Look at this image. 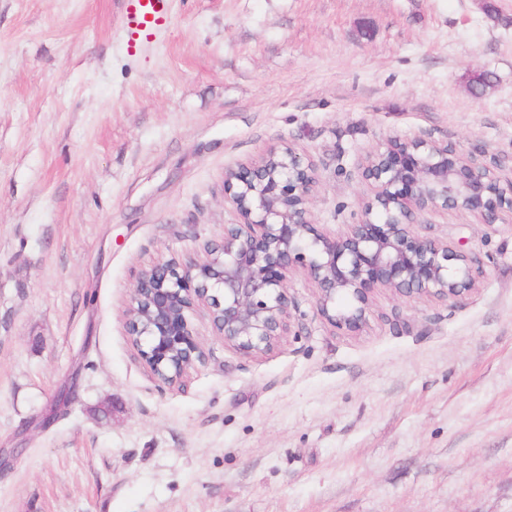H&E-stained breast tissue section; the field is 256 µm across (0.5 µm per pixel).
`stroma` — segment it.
<instances>
[{
  "mask_svg": "<svg viewBox=\"0 0 512 512\" xmlns=\"http://www.w3.org/2000/svg\"><path fill=\"white\" fill-rule=\"evenodd\" d=\"M0 0V512H512V223L422 237L480 269L458 304L374 295L346 333L295 271L302 329L162 385L125 332L140 273L239 223L227 170L292 144L312 220L359 217L366 157L425 135L512 178V0ZM488 72L482 97L468 76ZM68 402L58 395L67 383ZM125 27L136 43L155 39L172 24L171 0H123Z\"/></svg>",
  "mask_w": 512,
  "mask_h": 512,
  "instance_id": "1",
  "label": "stroma"
}]
</instances>
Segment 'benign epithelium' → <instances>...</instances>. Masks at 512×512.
<instances>
[{
	"label": "benign epithelium",
	"mask_w": 512,
	"mask_h": 512,
	"mask_svg": "<svg viewBox=\"0 0 512 512\" xmlns=\"http://www.w3.org/2000/svg\"><path fill=\"white\" fill-rule=\"evenodd\" d=\"M362 176L371 196L338 237L315 228L310 213L315 168L289 145L232 169L224 203L242 218L224 238L185 263L159 262L132 289L125 329L161 383L181 384L205 357L190 321L208 309L216 335L244 355L266 353L297 335L287 284L302 269L318 287L317 312L334 328L358 333L373 294L459 303L474 290L462 246L422 238L411 219L454 210L484 224L512 219V180L495 167L423 136L393 139L371 155Z\"/></svg>",
	"instance_id": "obj_1"
}]
</instances>
